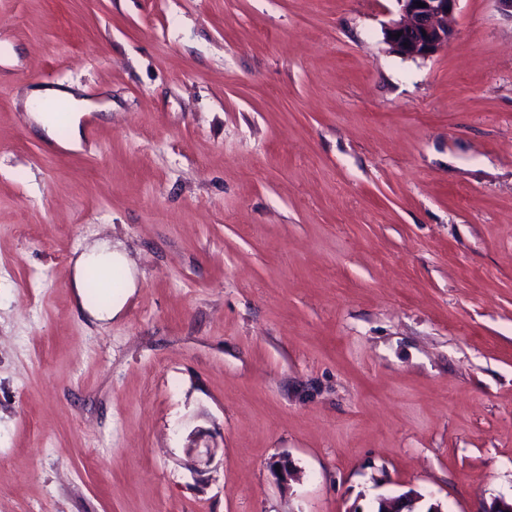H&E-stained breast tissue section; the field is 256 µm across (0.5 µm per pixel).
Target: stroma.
Instances as JSON below:
<instances>
[{
    "instance_id": "35a3bbf8",
    "label": "stroma",
    "mask_w": 512,
    "mask_h": 512,
    "mask_svg": "<svg viewBox=\"0 0 512 512\" xmlns=\"http://www.w3.org/2000/svg\"><path fill=\"white\" fill-rule=\"evenodd\" d=\"M398 10L0 0V512L512 497V21L460 0L412 60ZM57 85L75 150L31 132ZM112 239L102 325L71 280ZM64 101L70 106L68 118L69 135L66 140L60 141L55 136L56 121L42 109L47 103ZM25 107L31 112V119L37 134L45 139L54 141L64 149L79 148L82 142V119L86 113L99 109L88 100L79 96L77 91L57 87H38L31 89L25 98ZM112 267L125 278V289L121 294L113 297L112 302L105 306L94 307L87 304L84 295L85 274L88 270L98 268L107 271ZM135 269L126 254L107 243H94L87 246L78 255L74 262L73 288L80 307L90 312L91 316L102 322L112 321L122 312L127 298L135 291Z\"/></svg>"
}]
</instances>
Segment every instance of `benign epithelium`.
<instances>
[{"label":"benign epithelium","mask_w":512,"mask_h":512,"mask_svg":"<svg viewBox=\"0 0 512 512\" xmlns=\"http://www.w3.org/2000/svg\"><path fill=\"white\" fill-rule=\"evenodd\" d=\"M424 6H417V2ZM398 18L383 29L384 41L399 56L409 59H428L448 46L454 35L451 21L459 0H397ZM401 33L396 38L394 34ZM420 495L402 494L382 498L377 512H419Z\"/></svg>","instance_id":"7a95c632"}]
</instances>
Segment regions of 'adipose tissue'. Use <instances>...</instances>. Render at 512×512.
<instances>
[{
    "mask_svg": "<svg viewBox=\"0 0 512 512\" xmlns=\"http://www.w3.org/2000/svg\"><path fill=\"white\" fill-rule=\"evenodd\" d=\"M63 101L70 106L68 118L69 135L60 141L61 148L76 149L82 142V120L86 113L95 111V104L79 96L77 91L57 87H38L31 89L25 98V107L31 114L37 134L45 139L55 138L56 122L43 109L44 104ZM118 271L125 278L123 293L113 298L112 302L101 307H90L91 316L98 321L107 322L115 319L122 312L129 295L136 288L135 269L126 254L106 243H94L87 246L74 262L73 286L76 296H83L85 274L91 269Z\"/></svg>",
    "mask_w": 512,
    "mask_h": 512,
    "instance_id": "ef3b65f1",
    "label": "adipose tissue"
}]
</instances>
